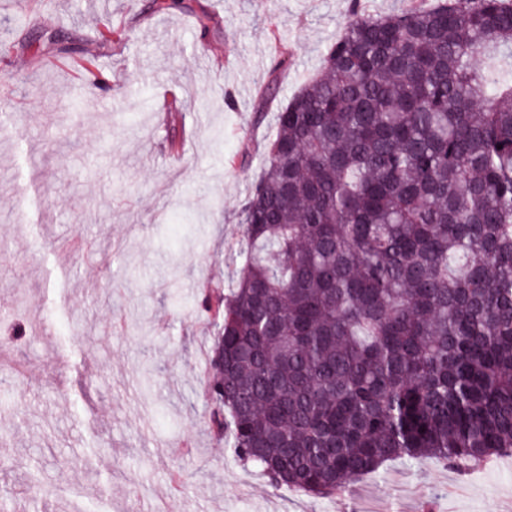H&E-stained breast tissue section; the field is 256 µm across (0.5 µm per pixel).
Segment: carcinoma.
<instances>
[{"label":"carcinoma","instance_id":"cac0c4a2","mask_svg":"<svg viewBox=\"0 0 512 512\" xmlns=\"http://www.w3.org/2000/svg\"><path fill=\"white\" fill-rule=\"evenodd\" d=\"M512 0L352 21L276 113L204 395L276 489L512 454Z\"/></svg>","mask_w":512,"mask_h":512}]
</instances>
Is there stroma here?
Here are the masks:
<instances>
[{"label":"stroma","mask_w":512,"mask_h":512,"mask_svg":"<svg viewBox=\"0 0 512 512\" xmlns=\"http://www.w3.org/2000/svg\"><path fill=\"white\" fill-rule=\"evenodd\" d=\"M405 0H0V493L9 512H497L512 456L422 458L344 502L274 490L205 427L219 325L199 306L239 271L238 211L275 114L355 13ZM209 14L208 27L198 17ZM125 37L101 48L103 19ZM93 59L109 75L91 85ZM284 67H276V60ZM177 93V114L162 103ZM181 146L171 151L170 134Z\"/></svg>","instance_id":"stroma-1"}]
</instances>
